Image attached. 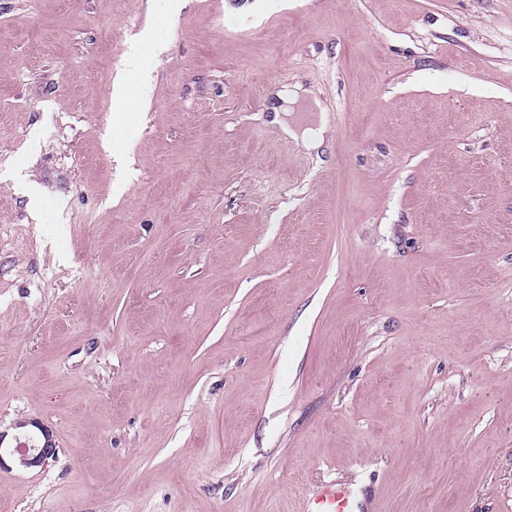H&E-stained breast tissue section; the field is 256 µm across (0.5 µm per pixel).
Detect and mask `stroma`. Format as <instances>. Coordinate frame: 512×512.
Listing matches in <instances>:
<instances>
[{"mask_svg":"<svg viewBox=\"0 0 512 512\" xmlns=\"http://www.w3.org/2000/svg\"><path fill=\"white\" fill-rule=\"evenodd\" d=\"M149 2L0 0V512H512V0ZM163 42L153 26L142 39L125 55L124 68L112 86V109L119 114L138 112L146 101L154 57L160 52ZM138 89L137 94L132 89ZM312 112H320L321 116L318 124L314 128H308L299 132L297 128L290 125L287 120L282 117V114L288 112V107L284 105H275L272 107L274 115L272 117V124L279 127L281 133L301 145L307 153L316 152L317 156L320 155V150L326 142V135H330L331 129L328 126L327 120L324 116L326 109L322 106L321 102L312 97ZM34 425L41 432L42 444L39 445L35 437L29 436L30 439L36 440V444H32L31 448H21L23 444L27 443L19 441L13 450L18 454L20 463L29 468L46 466L50 460L56 458L58 452L53 433L46 427L41 426L39 422L34 423ZM303 512H379V503L373 502L368 506L352 500L341 491H336L335 482H329L321 492L306 499Z\"/></svg>","mask_w":512,"mask_h":512,"instance_id":"stroma-1","label":"stroma"}]
</instances>
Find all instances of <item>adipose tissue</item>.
Here are the masks:
<instances>
[{
	"mask_svg": "<svg viewBox=\"0 0 512 512\" xmlns=\"http://www.w3.org/2000/svg\"><path fill=\"white\" fill-rule=\"evenodd\" d=\"M163 46L156 29H148L142 39L133 45L125 56L124 68L112 86V109L125 114L142 109L146 101V91L150 84L153 71L154 57ZM302 86H295L293 90L277 91L279 100L274 106L273 124L277 125L281 133L301 145L306 152H320L330 133L326 120H319L316 127L298 130L285 120L287 103L300 98Z\"/></svg>",
	"mask_w": 512,
	"mask_h": 512,
	"instance_id": "obj_1",
	"label": "adipose tissue"
}]
</instances>
